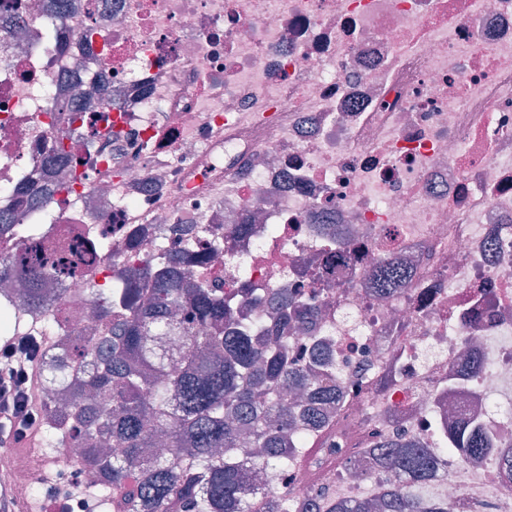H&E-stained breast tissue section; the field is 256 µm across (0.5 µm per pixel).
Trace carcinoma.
Returning <instances> with one entry per match:
<instances>
[{"label": "carcinoma", "mask_w": 512, "mask_h": 512, "mask_svg": "<svg viewBox=\"0 0 512 512\" xmlns=\"http://www.w3.org/2000/svg\"><path fill=\"white\" fill-rule=\"evenodd\" d=\"M10 253L0 255V281L14 280L25 294L5 305L13 315L48 313L41 286L50 278L86 273V261L43 251L32 244L31 225L16 224ZM171 255L157 252L147 263L154 278L153 302L141 307L132 288L103 297L89 288L99 318L112 320L108 347L84 337L77 348L60 341L76 377L68 378V435L88 452L112 512H291L292 492L281 486L269 499H251L253 469L241 461L237 443L249 431L267 475L301 465L323 445L308 422H328L336 391L333 376L319 367L294 369L288 346H269L235 315V304L213 285L170 268ZM408 280L395 262L375 274L374 287L394 292ZM224 327L208 336L203 325ZM308 390L299 407L267 397L283 381ZM110 408L99 409L95 401ZM489 438L471 426L448 430V445L471 458ZM166 446L186 460L172 468L152 449ZM367 446L381 449V462L397 481L423 484L438 465L427 447L401 436L375 434ZM328 489L317 488L298 512H321ZM383 512H445L435 500H420L401 486L388 493Z\"/></svg>", "instance_id": "1"}]
</instances>
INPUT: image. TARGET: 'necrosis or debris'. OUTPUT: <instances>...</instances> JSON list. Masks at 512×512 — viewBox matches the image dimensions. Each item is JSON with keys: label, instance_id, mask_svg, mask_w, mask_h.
<instances>
[{"label": "necrosis or debris", "instance_id": "obj_1", "mask_svg": "<svg viewBox=\"0 0 512 512\" xmlns=\"http://www.w3.org/2000/svg\"><path fill=\"white\" fill-rule=\"evenodd\" d=\"M76 110L119 137L41 212L40 246L91 256L109 291L113 264L161 242L191 266L173 227L193 228L239 319L333 368L327 447L268 490L386 493L369 435L437 450L463 420L489 453L448 452L413 494L512 512V0H0V218L55 180ZM392 255L410 279L384 296L370 279ZM88 285H54V335L92 325ZM294 292L315 316L284 327L269 297ZM53 452L60 486H97L68 435Z\"/></svg>", "mask_w": 512, "mask_h": 512}]
</instances>
